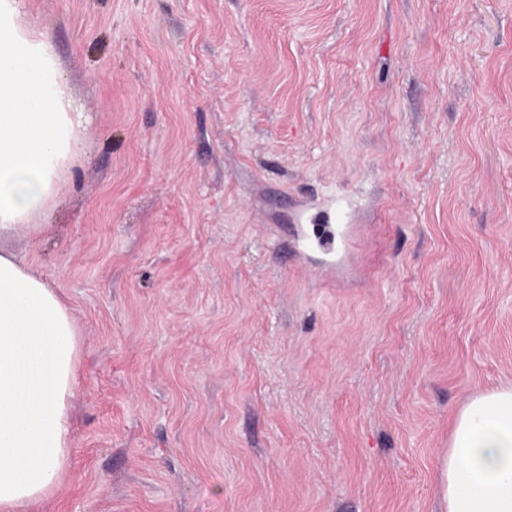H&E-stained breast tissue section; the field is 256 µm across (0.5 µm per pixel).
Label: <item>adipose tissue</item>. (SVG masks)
I'll return each instance as SVG.
<instances>
[{
  "instance_id": "ef3b65f1",
  "label": "adipose tissue",
  "mask_w": 512,
  "mask_h": 512,
  "mask_svg": "<svg viewBox=\"0 0 512 512\" xmlns=\"http://www.w3.org/2000/svg\"><path fill=\"white\" fill-rule=\"evenodd\" d=\"M0 0V233L37 226L78 156L86 119L48 35ZM78 329L57 291L0 252V512L49 497L73 444ZM441 512H512V386L470 396L439 460Z\"/></svg>"
}]
</instances>
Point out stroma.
I'll return each mask as SVG.
<instances>
[{"label":"stroma","instance_id":"35a3bbf8","mask_svg":"<svg viewBox=\"0 0 512 512\" xmlns=\"http://www.w3.org/2000/svg\"><path fill=\"white\" fill-rule=\"evenodd\" d=\"M24 11L87 116L47 230L0 238L80 332L38 512H438L454 413L512 385V0Z\"/></svg>","mask_w":512,"mask_h":512}]
</instances>
